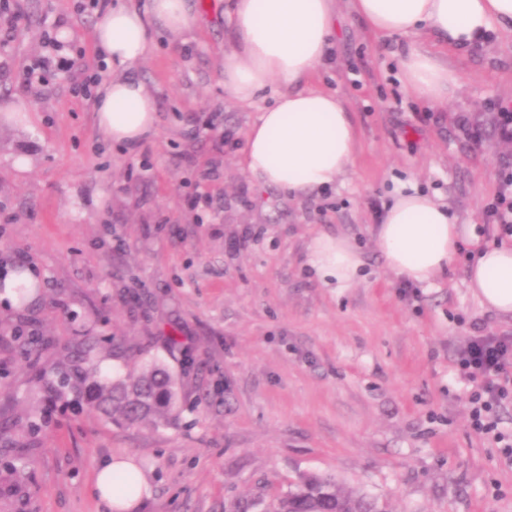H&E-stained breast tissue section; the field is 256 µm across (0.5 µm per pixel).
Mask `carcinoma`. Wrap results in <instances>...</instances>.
<instances>
[{
	"label": "carcinoma",
	"instance_id": "1",
	"mask_svg": "<svg viewBox=\"0 0 512 512\" xmlns=\"http://www.w3.org/2000/svg\"><path fill=\"white\" fill-rule=\"evenodd\" d=\"M92 350V345H85L73 365L79 383L72 385L66 377L60 381L47 379L44 389L58 396L68 391L84 395L96 412L129 423L157 425L174 413L179 397L171 372L154 365L139 374L130 373L112 381L95 380L88 385L85 364ZM262 504L256 498L246 502L236 500L224 506V512H382L376 501L345 491L335 480L316 474L302 476L296 488L272 508H264Z\"/></svg>",
	"mask_w": 512,
	"mask_h": 512
}]
</instances>
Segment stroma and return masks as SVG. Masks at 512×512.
<instances>
[{
    "label": "stroma",
    "mask_w": 512,
    "mask_h": 512,
    "mask_svg": "<svg viewBox=\"0 0 512 512\" xmlns=\"http://www.w3.org/2000/svg\"><path fill=\"white\" fill-rule=\"evenodd\" d=\"M0 4V280L33 267L40 290L0 300V512H110L98 463L125 457L149 480L134 512H224L236 499L284 495L308 473L376 498L386 512H512V399L498 435L476 430L478 383L457 364L475 335L512 336L467 286L480 243L508 241L491 204L512 177V31L478 49H443L461 76L429 105L401 81L400 53L420 39L373 33L338 0L326 64L312 83L339 94L359 145L325 189L291 198L245 171L241 150L270 85L252 105L224 94L232 23L224 0H195L200 20L159 31L132 76L157 106L137 152L96 129L78 91L98 73L100 12L76 0ZM59 25L71 68L33 84ZM24 102L7 118L1 108ZM439 195L470 237L429 286L391 272L373 229L396 187ZM342 235L364 267L348 288L324 286L307 262L319 234ZM95 343L101 373L164 363L179 409L157 426L105 419L83 398L50 396L76 348Z\"/></svg>",
    "instance_id": "35a3bbf8"
}]
</instances>
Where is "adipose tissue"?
<instances>
[{"instance_id": "obj_1", "label": "adipose tissue", "mask_w": 512, "mask_h": 512, "mask_svg": "<svg viewBox=\"0 0 512 512\" xmlns=\"http://www.w3.org/2000/svg\"><path fill=\"white\" fill-rule=\"evenodd\" d=\"M233 44L224 52V91L248 105L270 85L281 90L246 134L242 163L264 185L291 197L324 188L352 165L358 131L336 93L309 87L329 54L336 0H226ZM354 14L376 34H424L456 49L484 43L489 32L512 29V0H349ZM197 21L193 0H112L95 29V44L112 64L95 105L96 125L107 139L138 146L156 130V103L129 71L150 53L157 29L178 35ZM405 88L421 100L447 99L459 82L448 62L424 48L399 57ZM464 231L437 197L404 187L395 189L375 229L389 269L405 280L428 285L457 254ZM308 262L319 279L350 287L364 265L344 236L321 234L308 247ZM468 285L482 307L512 316V243L478 247ZM130 460L101 463L95 488L111 512H132L148 490L138 477L134 493L116 489Z\"/></svg>"}]
</instances>
